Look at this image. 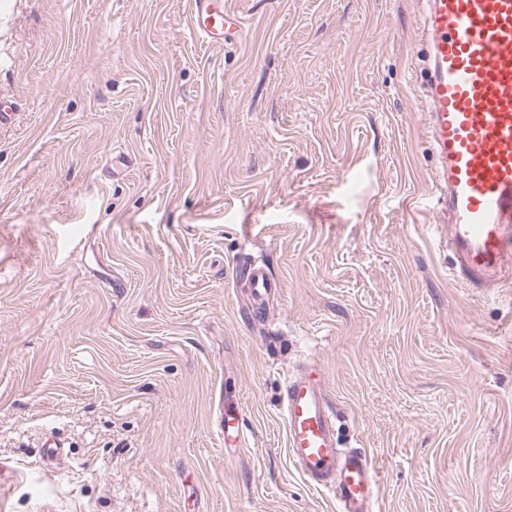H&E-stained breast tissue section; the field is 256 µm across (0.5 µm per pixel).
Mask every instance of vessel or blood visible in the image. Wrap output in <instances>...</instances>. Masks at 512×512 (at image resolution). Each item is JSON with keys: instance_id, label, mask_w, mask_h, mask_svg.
Listing matches in <instances>:
<instances>
[{"instance_id": "vessel-or-blood-1", "label": "vessel or blood", "mask_w": 512, "mask_h": 512, "mask_svg": "<svg viewBox=\"0 0 512 512\" xmlns=\"http://www.w3.org/2000/svg\"><path fill=\"white\" fill-rule=\"evenodd\" d=\"M418 43L425 133L434 160L433 222L459 272L475 287L512 282V0H424ZM239 18L224 0H191L189 29L232 46ZM252 309L279 285L262 265L246 270ZM287 456L307 483L331 493L337 512H379L380 476L361 450L336 446V414L325 376L308 363L282 392ZM225 445L243 447L240 417L221 412Z\"/></svg>"}]
</instances>
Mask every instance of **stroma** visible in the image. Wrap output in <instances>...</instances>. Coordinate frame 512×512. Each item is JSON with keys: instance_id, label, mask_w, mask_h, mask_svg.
<instances>
[{"instance_id": "35a3bbf8", "label": "stroma", "mask_w": 512, "mask_h": 512, "mask_svg": "<svg viewBox=\"0 0 512 512\" xmlns=\"http://www.w3.org/2000/svg\"><path fill=\"white\" fill-rule=\"evenodd\" d=\"M225 3L232 51L186 0H0V512H336L286 455L312 360L381 512H512V288L431 223L420 0ZM239 24L238 16L224 7V0H191L188 27L204 43L225 48L234 45V38H225L222 31L228 26L236 31ZM246 287L249 292V303L253 310H264L270 295L279 285L264 265H252L246 268ZM218 430L224 435V444L233 448H241L245 444V438L242 433L239 414H230L224 410L220 411Z\"/></svg>"}]
</instances>
